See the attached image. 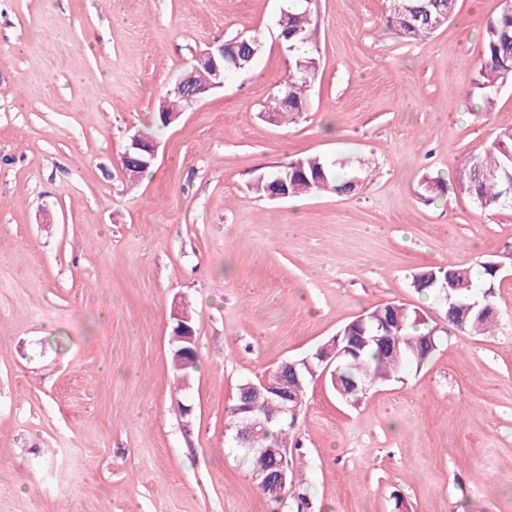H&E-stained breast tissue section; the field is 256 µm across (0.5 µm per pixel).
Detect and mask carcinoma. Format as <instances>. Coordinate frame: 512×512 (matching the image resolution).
Here are the masks:
<instances>
[{"instance_id":"cac0c4a2","label":"carcinoma","mask_w":512,"mask_h":512,"mask_svg":"<svg viewBox=\"0 0 512 512\" xmlns=\"http://www.w3.org/2000/svg\"><path fill=\"white\" fill-rule=\"evenodd\" d=\"M311 0H288L283 7L286 13L288 38L283 40L288 51L293 53L292 68L288 76L278 82L279 99H288L284 106L275 108L273 122L286 123L294 116L307 110L309 92L318 69L314 53H302L299 48L308 43L309 33L315 21L311 14ZM387 23L409 40L428 37L445 26L456 13L457 0H386ZM235 47L232 60L224 63V74L250 69L262 51L260 40L255 37H233ZM215 81L211 72L200 67H191L180 78V83L204 85ZM512 83V0H504L497 15L489 18L485 25V37L481 50V61L477 70L476 87L479 90L484 112L491 111L499 91ZM371 169L366 163L350 160L343 156H305L277 167L265 178L256 179L252 184L255 193L268 195V183L272 177L280 176L288 187V194L335 193L349 195L366 184ZM456 188L466 194L472 204L482 212H496L503 209L502 201L512 193V129L497 133L492 144L482 154L471 157L457 173ZM448 192V183L439 176L425 175L420 184V198H434ZM500 279L495 261L482 263L478 274H472L467 267L452 262L446 265L427 266L412 276L411 287L418 292L435 293L442 285H448V294L455 305L456 321L463 324L460 332H487L495 326L496 317L492 311L478 312L475 303L484 306L487 300L477 301L480 290L494 289ZM365 326L375 328L381 322L390 326L391 334L400 339V355L390 354L377 343H369L356 353L347 355L336 362V383L332 384L336 394L344 401L356 403L370 385L401 382L407 371L420 369L433 351L439 347L441 338L435 328L424 327L425 321L418 318L416 309L402 303H387L359 315ZM433 336L428 341L427 336ZM313 376L303 368L298 374H288L281 385L288 395L299 404L304 402L305 389ZM228 424L233 431L246 438H259L260 452L239 449L251 466L252 475L262 494L276 504L284 501L290 491L264 480L274 471L275 460L281 450L288 446L286 431L292 421H285L275 415L274 407L263 399L249 403L247 413L235 416L228 409Z\"/></svg>"}]
</instances>
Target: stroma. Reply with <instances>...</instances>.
I'll return each mask as SVG.
<instances>
[{"instance_id":"obj_1","label":"stroma","mask_w":512,"mask_h":512,"mask_svg":"<svg viewBox=\"0 0 512 512\" xmlns=\"http://www.w3.org/2000/svg\"><path fill=\"white\" fill-rule=\"evenodd\" d=\"M501 4L458 0L408 41L384 0H311L310 107L276 126L262 112L292 62L283 0H0V512H512L506 271L491 332L449 331L355 406L308 383L283 503L224 441L242 381L384 303L445 325L446 295L411 273L512 256V212L418 195L512 128V86L474 111ZM237 35L262 41L253 67L157 124L194 57ZM138 129L158 154L130 182L119 159ZM341 153L373 167L355 196L249 190L286 159ZM180 299L199 362L178 392Z\"/></svg>"}]
</instances>
